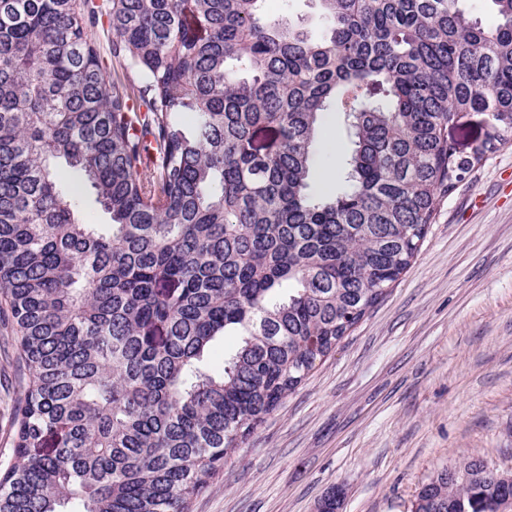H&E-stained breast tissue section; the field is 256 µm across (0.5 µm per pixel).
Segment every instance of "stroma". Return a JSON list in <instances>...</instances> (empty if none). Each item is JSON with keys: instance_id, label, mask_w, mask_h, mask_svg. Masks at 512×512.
Listing matches in <instances>:
<instances>
[{"instance_id": "obj_1", "label": "stroma", "mask_w": 512, "mask_h": 512, "mask_svg": "<svg viewBox=\"0 0 512 512\" xmlns=\"http://www.w3.org/2000/svg\"><path fill=\"white\" fill-rule=\"evenodd\" d=\"M312 35L319 0H265ZM318 182L343 154L336 117L319 136ZM0 313V469L15 461L28 378ZM478 458L512 474V144L437 201L419 253L336 349L266 416L190 512H412L422 485Z\"/></svg>"}]
</instances>
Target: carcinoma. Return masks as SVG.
<instances>
[{
  "label": "carcinoma",
  "instance_id": "carcinoma-1",
  "mask_svg": "<svg viewBox=\"0 0 512 512\" xmlns=\"http://www.w3.org/2000/svg\"><path fill=\"white\" fill-rule=\"evenodd\" d=\"M263 2L0 0V294L29 373L0 512H189L399 280L438 198L512 142V0L491 25L462 0H319V39ZM329 112L347 147L318 188ZM470 112L488 131L461 156L446 130ZM60 158L110 223L84 222ZM506 496L444 470L420 510ZM92 33L100 45L101 54L104 56V59L107 63L110 79L122 83H127L124 69L121 68L119 64L114 60L112 61V56L110 55L109 47L111 43V35L109 32L108 24L106 22V18H103L102 22H100L95 28L92 29ZM240 342L241 336H239L237 331H227L224 338L216 342L209 354L208 360L210 365L215 368L221 366L224 363V358H228L232 355L236 351Z\"/></svg>",
  "mask_w": 512,
  "mask_h": 512
}]
</instances>
